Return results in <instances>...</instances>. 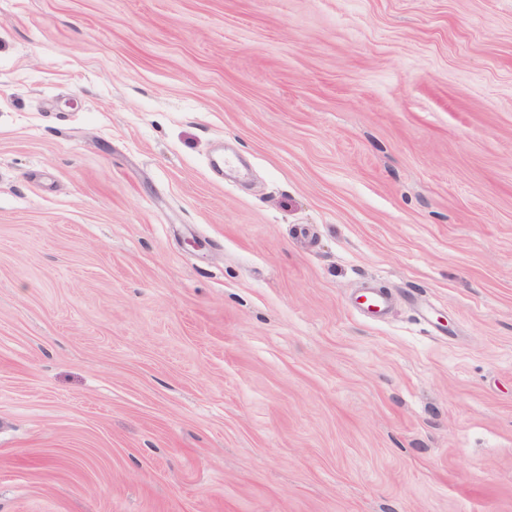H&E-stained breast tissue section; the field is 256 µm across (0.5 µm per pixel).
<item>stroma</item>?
I'll list each match as a JSON object with an SVG mask.
<instances>
[{
	"instance_id": "1",
	"label": "stroma",
	"mask_w": 512,
	"mask_h": 512,
	"mask_svg": "<svg viewBox=\"0 0 512 512\" xmlns=\"http://www.w3.org/2000/svg\"><path fill=\"white\" fill-rule=\"evenodd\" d=\"M0 512H512V0H0ZM357 306L366 312L370 318L379 320L391 305L390 295L375 286L363 288L357 297Z\"/></svg>"
}]
</instances>
